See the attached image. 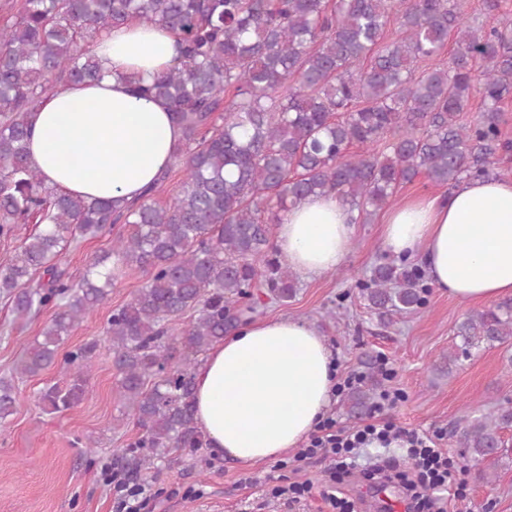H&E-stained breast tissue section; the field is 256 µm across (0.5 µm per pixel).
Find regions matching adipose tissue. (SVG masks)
<instances>
[{
	"mask_svg": "<svg viewBox=\"0 0 512 512\" xmlns=\"http://www.w3.org/2000/svg\"><path fill=\"white\" fill-rule=\"evenodd\" d=\"M178 37L129 18L101 29L91 50L108 74L40 103L28 142L45 183L89 200L139 198L171 163L183 131L163 100L140 85L175 63ZM352 215L336 195L313 196L285 213L274 244L312 277L349 256ZM389 253L420 258L449 297L490 302L512 296V179L461 181L448 194L405 199L382 217ZM331 354L318 329L288 317L241 325L195 371L196 421L226 457L259 462L298 447L330 403Z\"/></svg>",
	"mask_w": 512,
	"mask_h": 512,
	"instance_id": "obj_1",
	"label": "adipose tissue"
}]
</instances>
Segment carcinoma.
Instances as JSON below:
<instances>
[{
	"label": "carcinoma",
	"mask_w": 512,
	"mask_h": 512,
	"mask_svg": "<svg viewBox=\"0 0 512 512\" xmlns=\"http://www.w3.org/2000/svg\"><path fill=\"white\" fill-rule=\"evenodd\" d=\"M134 16L179 36L177 63L144 93L167 101L183 129L172 161L182 178L164 204L154 195L166 170L124 205L59 194L29 158L35 111L47 93L100 80L98 61L80 45ZM392 21L399 36L382 46ZM447 47L448 66L415 76L417 62ZM476 94L482 116L464 122ZM511 95L512 25L474 26L456 0H23L15 20L0 26V237L20 224L42 229L0 268V296L16 321L53 314L11 377H0V420L15 410L16 381L54 364L109 294L105 259L77 282L56 259L75 236L93 238L120 223L113 261L148 276L112 311L106 331L122 408L139 427L128 447L148 450L133 456L135 468L202 447L193 398L200 357L254 310L255 292L278 301L296 293L269 225L312 195L338 196L367 223L403 184L454 187L489 176L512 152L499 115ZM389 132L394 140L377 152ZM356 288L384 323L427 303L415 266L381 262ZM184 316L182 334L170 336L169 323ZM456 336L465 356L509 344L512 301L467 317ZM95 350L90 342L65 353L73 366L66 382L39 395L48 411L84 398ZM366 379L346 396L353 417L373 407L378 381ZM511 426L512 414L499 409L451 431L487 483L508 453L501 431Z\"/></svg>",
	"instance_id": "cac0c4a2"
}]
</instances>
